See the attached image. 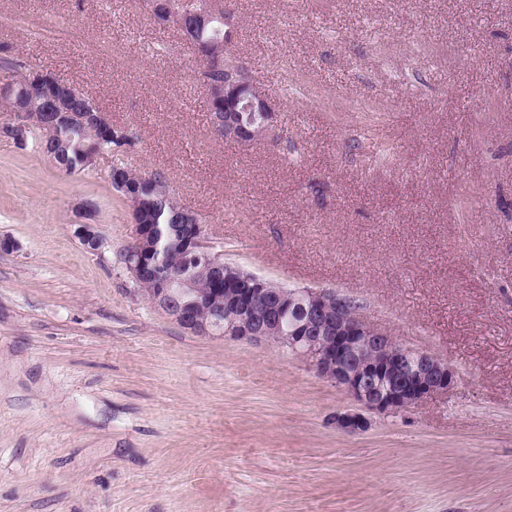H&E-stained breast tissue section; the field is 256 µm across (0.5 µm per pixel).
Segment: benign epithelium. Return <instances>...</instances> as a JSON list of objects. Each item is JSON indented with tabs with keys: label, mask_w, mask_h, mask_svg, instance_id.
<instances>
[{
	"label": "benign epithelium",
	"mask_w": 512,
	"mask_h": 512,
	"mask_svg": "<svg viewBox=\"0 0 512 512\" xmlns=\"http://www.w3.org/2000/svg\"><path fill=\"white\" fill-rule=\"evenodd\" d=\"M205 103L224 100V111L214 113L213 129L224 138L249 145L259 140L278 137V115L268 95L260 90L246 65L239 62L228 71L224 84L204 85ZM82 95V89L69 84V94L46 103L42 112L28 108L13 113L12 122L0 127L9 136L25 124L66 125L94 136L112 121L105 113L78 112L71 98ZM258 112L260 123L254 127L244 123L239 113ZM112 186L125 194L134 222L132 248L123 263L132 281L139 285L147 280L154 288L153 304L186 329L199 334L212 333L216 322L198 319L193 309L201 307L208 297L193 288L189 269L195 263H206L224 276L230 263L212 250L209 225L199 223L197 213L185 209L182 223L176 226L171 240L179 265L159 273L165 257L156 238V226L141 224L142 199L134 186L122 177H112ZM75 237L86 248L98 251L103 241L95 224H77ZM238 293L224 300L221 315L232 326L227 332L236 339L285 346L302 355L323 378L334 383L356 403V407L336 414V428L347 434H360L369 426L365 413L383 415L407 412L433 399L448 397L457 386L458 373L447 361L425 350H414L396 343L383 329L370 325L363 314L351 308L349 297L329 288H297L288 301L272 303L264 298L261 278L253 273H239ZM302 310L303 323L294 336H274L280 325L279 312L284 307Z\"/></svg>",
	"instance_id": "7a95c632"
}]
</instances>
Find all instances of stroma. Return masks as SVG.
I'll use <instances>...</instances> for the list:
<instances>
[{
    "instance_id": "35a3bbf8",
    "label": "stroma",
    "mask_w": 512,
    "mask_h": 512,
    "mask_svg": "<svg viewBox=\"0 0 512 512\" xmlns=\"http://www.w3.org/2000/svg\"><path fill=\"white\" fill-rule=\"evenodd\" d=\"M216 2L277 140L214 136L192 46L145 0H0V57L136 128L128 162L225 261L358 299L458 387L337 430L352 402L304 358L138 290L103 169L0 137V512H512V0Z\"/></svg>"
}]
</instances>
